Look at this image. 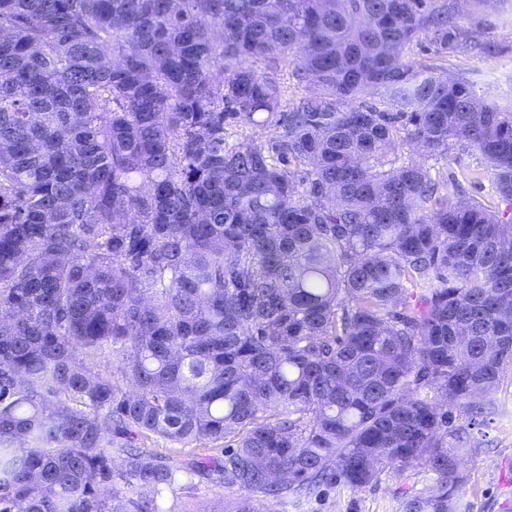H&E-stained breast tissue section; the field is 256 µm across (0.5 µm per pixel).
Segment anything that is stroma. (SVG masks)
<instances>
[{"mask_svg":"<svg viewBox=\"0 0 512 512\" xmlns=\"http://www.w3.org/2000/svg\"><path fill=\"white\" fill-rule=\"evenodd\" d=\"M509 16L512 0H491L486 8L466 11L460 20L461 26L479 41V48L438 55L425 39L415 47V57L449 74L470 78L488 102L512 106V26L505 22ZM425 165L432 176L440 179L444 191L452 194L463 189L491 210L503 209V202L492 190L490 170L472 149L456 148L450 155L426 159ZM495 401V411L482 425H471L462 417L455 422L463 436L478 443L461 462L467 512H503L505 503H512V371L503 375ZM428 480V473L418 469L398 480L382 477L377 484L359 491L333 489L321 499L308 501L300 511L289 502L265 498L259 507L261 512H398V493L421 489ZM236 498V492L223 484L197 476L192 488L165 494L160 505L163 512H232Z\"/></svg>","mask_w":512,"mask_h":512,"instance_id":"1","label":"stroma"}]
</instances>
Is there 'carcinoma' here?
Masks as SVG:
<instances>
[{
	"instance_id": "cac0c4a2",
	"label": "carcinoma",
	"mask_w": 512,
	"mask_h": 512,
	"mask_svg": "<svg viewBox=\"0 0 512 512\" xmlns=\"http://www.w3.org/2000/svg\"><path fill=\"white\" fill-rule=\"evenodd\" d=\"M489 4L0 0V512H159L197 474L259 512L416 468L401 512H461L446 437L512 369V108L411 51L476 48ZM398 142L476 150L506 210ZM208 445H210L208 442L207 446L204 445V440L201 442L194 441L186 445L169 444L160 440L158 442L150 443L148 448H151L157 453L165 456L171 464L178 465L180 462H186L197 455L213 454L202 451L201 448H209Z\"/></svg>"
}]
</instances>
